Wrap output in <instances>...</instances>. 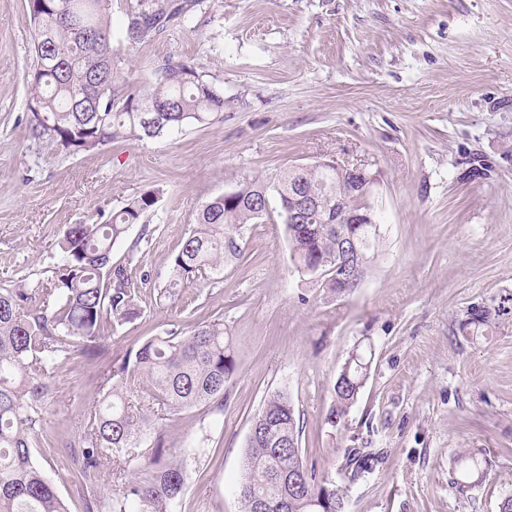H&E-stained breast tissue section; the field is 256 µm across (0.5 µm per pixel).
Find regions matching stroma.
<instances>
[{"label": "stroma", "instance_id": "35a3bbf8", "mask_svg": "<svg viewBox=\"0 0 512 512\" xmlns=\"http://www.w3.org/2000/svg\"><path fill=\"white\" fill-rule=\"evenodd\" d=\"M136 0H112L115 97L164 61L191 60L223 92L209 126L129 139L71 157L27 137L32 62L27 0H0V288L46 277L71 224L102 223L152 186L136 277L141 317L104 339L119 358L146 337L222 316L235 371L216 411L170 416L166 446L185 458L174 512H239L251 419L288 392L301 448L338 482L352 448L384 459L348 488V512H498L512 494V0H205L136 48L120 34ZM375 175L383 243L344 297L294 271L279 218L254 225L222 278L158 301L200 206L246 179L321 160ZM486 335L462 334L472 308ZM369 378L348 417L328 413L356 345ZM107 365L64 363L34 455L69 512L87 499L64 463ZM479 449L487 477L461 492L454 459Z\"/></svg>", "mask_w": 512, "mask_h": 512}]
</instances>
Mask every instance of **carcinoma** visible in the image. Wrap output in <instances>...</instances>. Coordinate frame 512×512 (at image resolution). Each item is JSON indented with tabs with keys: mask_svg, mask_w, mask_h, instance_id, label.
<instances>
[{
	"mask_svg": "<svg viewBox=\"0 0 512 512\" xmlns=\"http://www.w3.org/2000/svg\"><path fill=\"white\" fill-rule=\"evenodd\" d=\"M202 5L200 0H137L122 35L128 48L150 41L175 20ZM34 27V65L28 72V137L55 153L73 156L120 139L161 138L186 124L206 126L224 112V93L193 62H165L157 78L116 100L118 76L112 37V0H36L29 3ZM300 186L315 197L311 221L288 220L289 191ZM162 189L151 187L128 202L104 224H71L60 242L62 263L51 276L0 289V512H67L64 500L34 458L49 382L75 355L102 356L106 332L141 317V284L130 266L138 243L125 261H112L114 247L157 204ZM363 212L366 198L348 176L323 166L295 167L270 184L240 183L229 196L201 206L188 236L172 257L161 296L179 300L182 288L224 271V263L244 254V232L277 213L285 226L292 265L316 264L315 284L344 290L336 280L342 261L336 240V201ZM361 245L363 260L355 273L362 282L368 260L382 236L373 224H344ZM489 312L475 309L462 323L476 336ZM235 370L224 319L216 317L187 334L166 330L130 349L99 377L100 397L88 412L78 444H69V464L93 494L87 512H172L187 478L186 463L168 455L165 424L145 436L155 413L223 404L224 389ZM142 385L148 404L127 398L128 386ZM354 387L334 390L331 414L341 418L357 402ZM300 419L288 393L274 392L251 420L244 473L237 485L240 512H345L347 487L316 478L302 457ZM382 453L351 448L344 477L354 483L374 471ZM458 488L466 492L486 478L478 449L455 458ZM121 465L119 492L95 495Z\"/></svg>",
	"mask_w": 512,
	"mask_h": 512,
	"instance_id": "cac0c4a2",
	"label": "carcinoma"
}]
</instances>
